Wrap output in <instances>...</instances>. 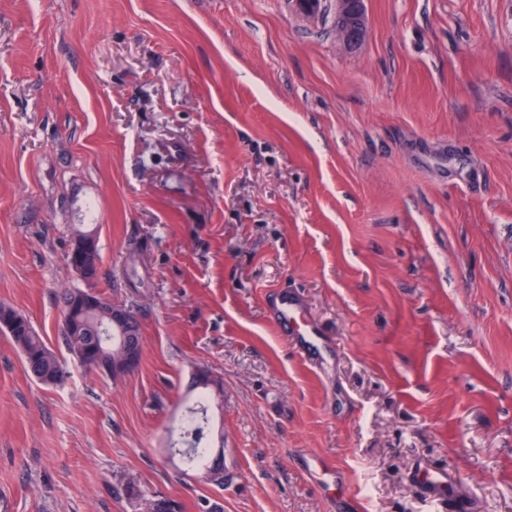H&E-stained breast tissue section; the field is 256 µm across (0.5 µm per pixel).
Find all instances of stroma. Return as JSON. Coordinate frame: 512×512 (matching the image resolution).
<instances>
[{"instance_id":"1","label":"stroma","mask_w":512,"mask_h":512,"mask_svg":"<svg viewBox=\"0 0 512 512\" xmlns=\"http://www.w3.org/2000/svg\"><path fill=\"white\" fill-rule=\"evenodd\" d=\"M364 8L351 48L332 0H0V303L68 371L0 334V512H337L310 454L368 512H512V0ZM77 224L114 379L61 338ZM202 374L221 485L167 451ZM271 304L277 322L285 332L291 331L295 336H303L305 342L318 336L316 327L307 321L300 304L288 293V289L275 292L271 296ZM9 314L16 319V323L11 329V335L6 336L22 354L27 372L46 386L61 383L67 374L65 364L59 360L24 314L10 305L0 304L1 317ZM307 469L316 483L320 485L334 484L335 481L338 483L341 479L339 470L333 469L324 460L319 458L308 460ZM416 477L426 485L429 496L432 498H439L443 490L452 481V476L446 469L417 472Z\"/></svg>"}]
</instances>
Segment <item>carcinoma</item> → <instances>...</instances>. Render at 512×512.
Returning <instances> with one entry per match:
<instances>
[{
	"label": "carcinoma",
	"mask_w": 512,
	"mask_h": 512,
	"mask_svg": "<svg viewBox=\"0 0 512 512\" xmlns=\"http://www.w3.org/2000/svg\"><path fill=\"white\" fill-rule=\"evenodd\" d=\"M82 289H66L62 292L63 327L62 340L70 354L82 365L95 368L112 360L113 343L105 336L103 312L112 308L105 297L93 298V303H82ZM12 315L16 323L9 339L23 356L24 366L37 381L46 386L61 383L66 377L65 364L35 330L31 321L10 305L0 304V315ZM188 448L184 453L187 466L203 472V478L214 484H224V467L211 461L210 449L202 446L204 427L195 419L184 426Z\"/></svg>",
	"instance_id": "cac0c4a2"
}]
</instances>
